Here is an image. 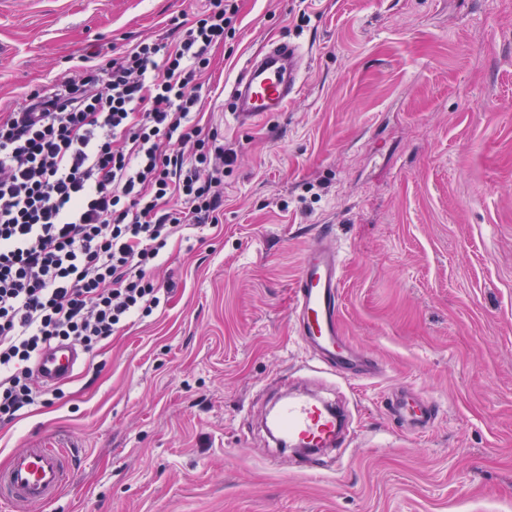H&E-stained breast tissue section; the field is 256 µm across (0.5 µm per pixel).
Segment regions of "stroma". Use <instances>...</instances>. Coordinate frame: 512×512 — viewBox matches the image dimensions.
<instances>
[{
  "mask_svg": "<svg viewBox=\"0 0 512 512\" xmlns=\"http://www.w3.org/2000/svg\"><path fill=\"white\" fill-rule=\"evenodd\" d=\"M208 0H0V113ZM300 43L302 88L249 127L247 59ZM199 114L237 158L219 225L183 226L164 308L119 329L59 399L0 425V467L75 449L45 512H512V0H240ZM319 224L345 257L344 331L378 376L319 370L291 290ZM434 399L423 437L386 410ZM340 406L336 473L303 474L264 424L280 386ZM279 465H271L269 453Z\"/></svg>",
  "mask_w": 512,
  "mask_h": 512,
  "instance_id": "35a3bbf8",
  "label": "stroma"
}]
</instances>
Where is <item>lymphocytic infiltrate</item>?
<instances>
[{
  "label": "lymphocytic infiltrate",
  "mask_w": 512,
  "mask_h": 512,
  "mask_svg": "<svg viewBox=\"0 0 512 512\" xmlns=\"http://www.w3.org/2000/svg\"><path fill=\"white\" fill-rule=\"evenodd\" d=\"M239 0L173 19L0 113V424L44 403L34 365L67 342L91 352L166 304L152 272L186 224H215L234 162L197 121L211 50Z\"/></svg>",
  "instance_id": "f902f5d3"
}]
</instances>
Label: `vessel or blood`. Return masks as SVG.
<instances>
[{"mask_svg":"<svg viewBox=\"0 0 512 512\" xmlns=\"http://www.w3.org/2000/svg\"><path fill=\"white\" fill-rule=\"evenodd\" d=\"M301 51L288 40L268 43L241 68L232 93L234 121L247 127L262 117L285 111L301 89ZM328 228H319L303 251L294 288V314L298 336L317 350L329 371L342 377L356 374L342 328L341 283L344 260L329 239ZM82 360L73 346L47 349L35 371L43 388L68 380ZM396 411L417 434L428 432L439 412L431 398L410 392ZM271 425L288 442L307 444L300 469L321 475L329 470L319 449L340 446L344 425L332 408L310 397H290L272 407ZM72 456L64 448L17 449L6 468L0 469V505L8 512H40L56 502L68 485Z\"/></svg>","mask_w":512,"mask_h":512,"instance_id":"1","label":"vessel or blood"}]
</instances>
